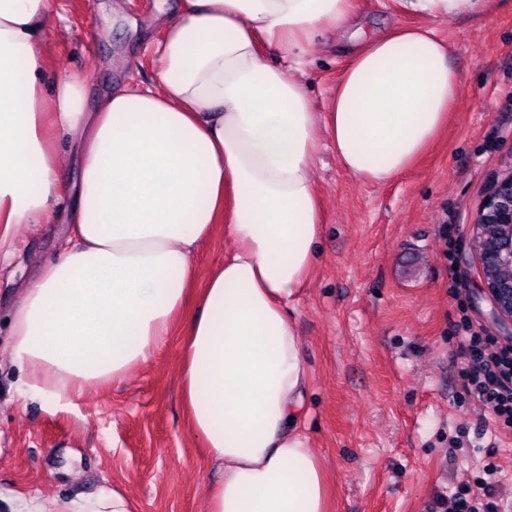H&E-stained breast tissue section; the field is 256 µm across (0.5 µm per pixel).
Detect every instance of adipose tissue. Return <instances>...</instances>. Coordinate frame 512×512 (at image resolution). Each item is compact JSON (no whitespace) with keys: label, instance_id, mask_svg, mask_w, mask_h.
I'll return each mask as SVG.
<instances>
[{"label":"adipose tissue","instance_id":"ef3b65f1","mask_svg":"<svg viewBox=\"0 0 512 512\" xmlns=\"http://www.w3.org/2000/svg\"><path fill=\"white\" fill-rule=\"evenodd\" d=\"M421 24L361 37L315 106L309 45L354 0H178L160 6L161 92L85 108L82 84H46L48 0H0V263L7 229L65 215L54 260L10 320L20 394L55 402L123 381L188 317L181 390L191 435L218 467L205 512H326L327 472L299 421L309 373L290 318L316 268L323 146L358 179L399 178L436 141L460 89L439 16L493 0H400ZM276 53L278 63L267 60ZM79 180L63 206V156ZM234 248L199 294L194 264L216 225ZM18 512H131L119 490Z\"/></svg>","mask_w":512,"mask_h":512}]
</instances>
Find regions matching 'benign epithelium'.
Here are the masks:
<instances>
[{
    "label": "benign epithelium",
    "mask_w": 512,
    "mask_h": 512,
    "mask_svg": "<svg viewBox=\"0 0 512 512\" xmlns=\"http://www.w3.org/2000/svg\"><path fill=\"white\" fill-rule=\"evenodd\" d=\"M483 202L468 224L478 262L480 298L490 304V317L512 335V158L497 171Z\"/></svg>",
    "instance_id": "obj_1"
}]
</instances>
